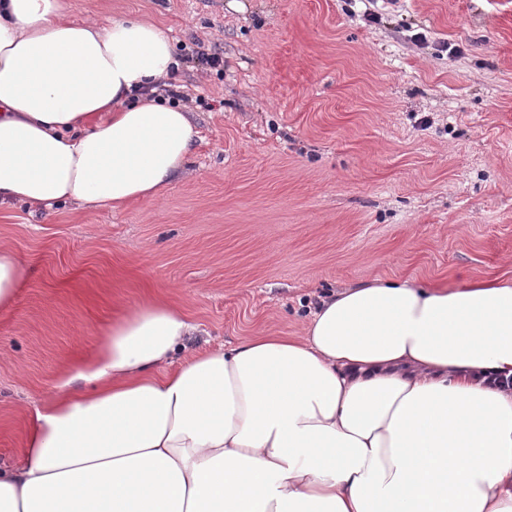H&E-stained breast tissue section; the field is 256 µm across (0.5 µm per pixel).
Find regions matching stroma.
Wrapping results in <instances>:
<instances>
[{
    "instance_id": "stroma-1",
    "label": "stroma",
    "mask_w": 512,
    "mask_h": 512,
    "mask_svg": "<svg viewBox=\"0 0 512 512\" xmlns=\"http://www.w3.org/2000/svg\"><path fill=\"white\" fill-rule=\"evenodd\" d=\"M74 2L168 31L202 139L156 201L0 209V247L28 267L0 312L1 463L143 298L209 350L298 335L316 296L375 277L512 280V0Z\"/></svg>"
}]
</instances>
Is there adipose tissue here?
<instances>
[{"mask_svg": "<svg viewBox=\"0 0 512 512\" xmlns=\"http://www.w3.org/2000/svg\"><path fill=\"white\" fill-rule=\"evenodd\" d=\"M157 24L0 0V208L115 210L186 170ZM146 298L100 329L0 464V512H512V281L374 278L297 336L188 351Z\"/></svg>", "mask_w": 512, "mask_h": 512, "instance_id": "ef3b65f1", "label": "adipose tissue"}]
</instances>
